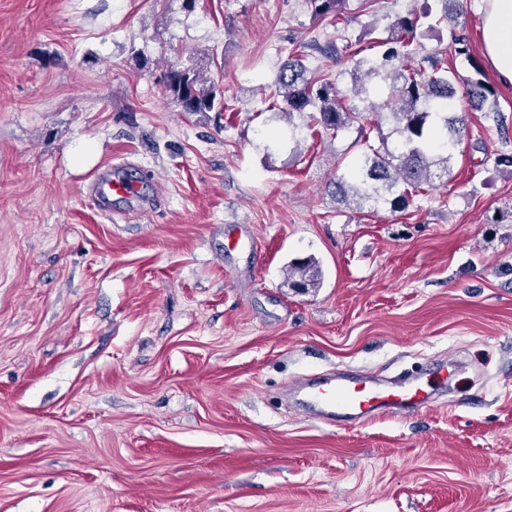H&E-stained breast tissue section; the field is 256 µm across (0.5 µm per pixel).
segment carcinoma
I'll list each match as a JSON object with an SVG mask.
<instances>
[{
    "mask_svg": "<svg viewBox=\"0 0 512 512\" xmlns=\"http://www.w3.org/2000/svg\"><path fill=\"white\" fill-rule=\"evenodd\" d=\"M442 12L436 23L422 28L420 18H427L430 9L422 15L411 12L400 16L384 28L386 36L374 41L382 52L362 56L353 62L351 93L355 96L369 93L366 83L377 82L388 89L387 115L398 135L397 145L389 149L387 139L378 136L379 144L371 139L380 124L367 128L362 123L363 112L348 102V96L336 84L306 64L307 44L294 45L290 60L273 81L270 93L272 105L281 98V113L293 125L294 115H307L309 121L334 134L357 126L356 143L362 154L353 165L351 174L336 175L332 184L339 201L347 208L361 210L367 206H387L393 211L405 209L413 197L425 191L435 180L451 177L453 150L466 130V116L451 111L450 101L456 95L455 84L466 87V98L481 108L496 92L480 78L465 77L448 68L447 55L464 57L475 73H480L465 40L456 38L449 48L435 49L426 56L430 70L415 68L408 63L412 46L424 48L420 39L436 31V26L458 21L463 16L462 0H439ZM312 19H331V22L349 25L352 16L346 14L349 0H307ZM165 92L190 114L224 111V91L205 79L193 66L173 64L160 76ZM298 274L292 285L306 288L315 284L317 271L309 262L292 264Z\"/></svg>",
    "mask_w": 512,
    "mask_h": 512,
    "instance_id": "obj_1",
    "label": "carcinoma"
}]
</instances>
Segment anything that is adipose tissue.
<instances>
[{
    "label": "adipose tissue",
    "instance_id": "ef3b65f1",
    "mask_svg": "<svg viewBox=\"0 0 512 512\" xmlns=\"http://www.w3.org/2000/svg\"><path fill=\"white\" fill-rule=\"evenodd\" d=\"M482 39L485 57L498 79L512 84V0H484Z\"/></svg>",
    "mask_w": 512,
    "mask_h": 512
}]
</instances>
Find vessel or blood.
<instances>
[{
  "label": "vessel or blood",
  "instance_id": "obj_1",
  "mask_svg": "<svg viewBox=\"0 0 512 512\" xmlns=\"http://www.w3.org/2000/svg\"><path fill=\"white\" fill-rule=\"evenodd\" d=\"M140 187L118 171L99 175L92 185V197L101 209H109L113 197L139 198ZM298 388L307 404L317 407L324 416L344 410L351 414L374 411L415 412L431 405L435 387L431 380H420L400 387H380L359 379H328L318 384L299 382Z\"/></svg>",
  "mask_w": 512,
  "mask_h": 512
}]
</instances>
